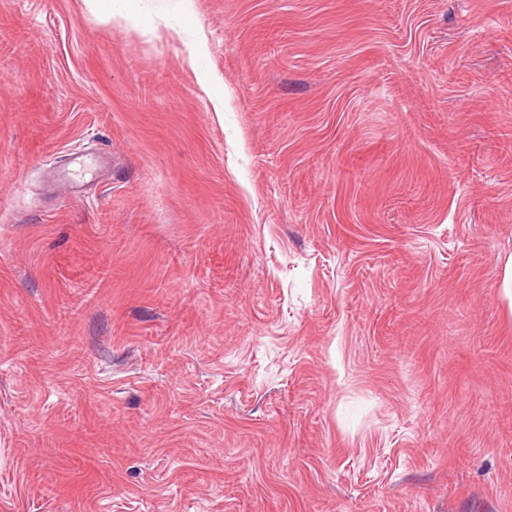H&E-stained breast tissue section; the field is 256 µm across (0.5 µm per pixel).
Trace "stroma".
<instances>
[{"instance_id":"obj_1","label":"stroma","mask_w":512,"mask_h":512,"mask_svg":"<svg viewBox=\"0 0 512 512\" xmlns=\"http://www.w3.org/2000/svg\"><path fill=\"white\" fill-rule=\"evenodd\" d=\"M512 0H0V512H512ZM100 6L112 18H126L137 11V0H96L91 1Z\"/></svg>"}]
</instances>
